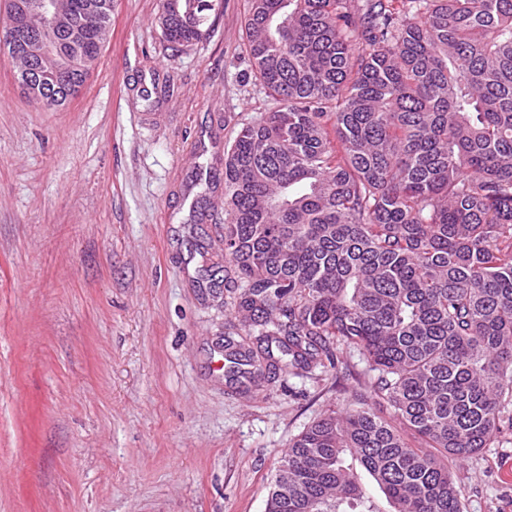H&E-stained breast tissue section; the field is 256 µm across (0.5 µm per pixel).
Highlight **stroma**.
<instances>
[{
    "label": "stroma",
    "instance_id": "stroma-1",
    "mask_svg": "<svg viewBox=\"0 0 512 512\" xmlns=\"http://www.w3.org/2000/svg\"><path fill=\"white\" fill-rule=\"evenodd\" d=\"M117 0L81 93L40 109L0 50V512H265L292 438L372 373L226 384L224 149L274 102L216 0L193 46ZM512 512V434L455 470Z\"/></svg>",
    "mask_w": 512,
    "mask_h": 512
}]
</instances>
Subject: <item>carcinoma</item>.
Listing matches in <instances>:
<instances>
[{"label":"carcinoma","instance_id":"cac0c4a2","mask_svg":"<svg viewBox=\"0 0 512 512\" xmlns=\"http://www.w3.org/2000/svg\"><path fill=\"white\" fill-rule=\"evenodd\" d=\"M107 41L113 0H58ZM213 0H164L190 46ZM277 107L224 151V287L257 349L234 383L358 350L375 376L297 435L266 512H464L453 469L512 431V0H250Z\"/></svg>","mask_w":512,"mask_h":512}]
</instances>
